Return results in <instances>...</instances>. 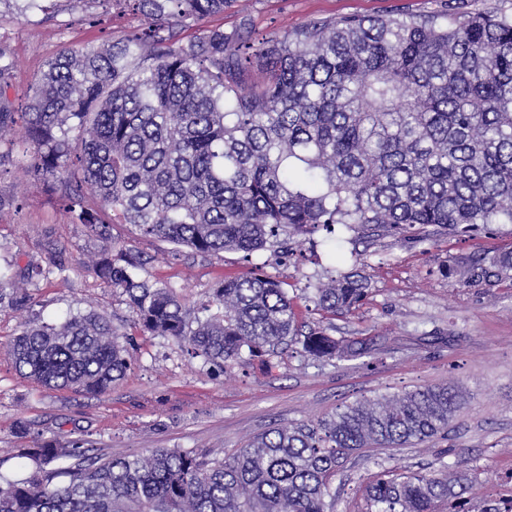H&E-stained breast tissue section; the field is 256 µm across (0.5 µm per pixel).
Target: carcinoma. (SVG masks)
Here are the masks:
<instances>
[{
	"label": "carcinoma",
	"instance_id": "cac0c4a2",
	"mask_svg": "<svg viewBox=\"0 0 512 512\" xmlns=\"http://www.w3.org/2000/svg\"><path fill=\"white\" fill-rule=\"evenodd\" d=\"M137 31L63 48L28 105L33 175L58 184L91 230L133 224L201 255H249L336 226L391 233L437 226L468 233L512 224V15L344 18L310 22L255 46L242 33L181 32L235 0H125ZM263 72L249 80L252 60ZM129 250L92 262L126 296L144 333L166 336L216 371L266 370L292 347L315 360L371 354L323 320L350 313L368 281L341 272L314 288L320 319L296 324L282 282L224 279L193 311L142 277ZM468 282L512 279V251L460 268ZM127 335L89 312L48 324L31 316L11 344L16 370L49 389L100 394L131 367ZM461 396L426 386L359 401L317 425H285L229 456L155 448L106 458L46 442L0 473V512H329L331 483L365 448L444 436ZM425 473L379 471L368 512H512V495L470 509L472 479L444 462Z\"/></svg>",
	"mask_w": 512,
	"mask_h": 512
}]
</instances>
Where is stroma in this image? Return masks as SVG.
<instances>
[{
	"label": "stroma",
	"mask_w": 512,
	"mask_h": 512,
	"mask_svg": "<svg viewBox=\"0 0 512 512\" xmlns=\"http://www.w3.org/2000/svg\"><path fill=\"white\" fill-rule=\"evenodd\" d=\"M46 13L23 19L0 0V47L13 69L4 98L14 121L0 131V268L18 284L0 296V456L15 468L18 449L43 442L60 446L82 439L106 457L145 455L155 448L212 450L232 454L253 438L285 424H315L345 405L390 397L421 386L455 388L463 400L445 443L352 456L332 483L333 512H367L364 487L383 467L419 472L447 451L456 471L474 475L472 505L512 493V281L472 284L442 276L461 258L512 250V224H495L460 236L436 226L418 242L384 232L337 227L335 255L322 234L301 238L293 254L261 250L204 256L141 235L130 224L110 225L96 235L73 223L58 188L30 175L32 148L23 114L31 87L62 47H96L140 23L118 0H47ZM512 13V0H235L224 13L186 29L247 27L250 38L282 36L311 21L349 16H444ZM93 14L94 24L81 22ZM143 253L145 276L171 285L193 306L206 300L224 277L265 274L283 281L299 321L314 323L306 296L317 282L356 267L369 280L359 309L331 321L338 338H370L372 354L351 360L315 361L285 352L270 373L226 363L210 372L176 341L144 336L119 291L97 279L89 266L103 250ZM48 269L34 285L23 278L33 267ZM106 315L129 335L133 363L112 390L85 395L47 390L19 376L9 348L28 313L47 323L69 314Z\"/></svg>",
	"instance_id": "1"
}]
</instances>
